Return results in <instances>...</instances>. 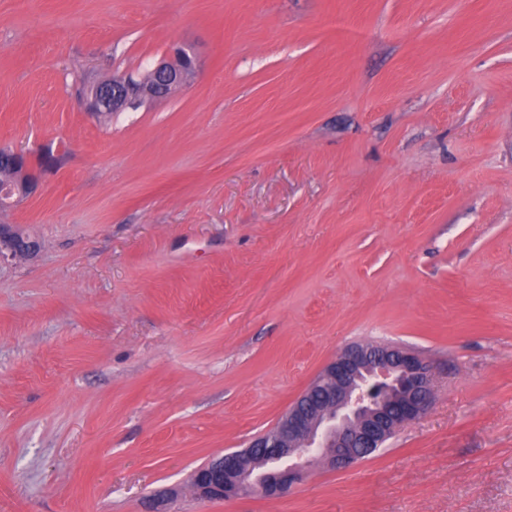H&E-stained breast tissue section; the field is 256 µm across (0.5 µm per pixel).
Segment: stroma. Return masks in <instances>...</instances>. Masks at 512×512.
Returning a JSON list of instances; mask_svg holds the SVG:
<instances>
[{
    "label": "stroma",
    "mask_w": 512,
    "mask_h": 512,
    "mask_svg": "<svg viewBox=\"0 0 512 512\" xmlns=\"http://www.w3.org/2000/svg\"><path fill=\"white\" fill-rule=\"evenodd\" d=\"M197 66L113 116L85 82ZM0 512H512V0H0ZM435 398L278 497L191 472L352 343ZM4 152L13 156L18 166L17 172L20 175L18 181H10L3 184L5 189L0 194V204L1 207H10L35 193L37 177L32 173L24 154L9 149H4ZM36 244L32 241H25L17 233L11 230L10 225H0V263L5 258H14L18 253H33Z\"/></svg>",
    "instance_id": "1"
}]
</instances>
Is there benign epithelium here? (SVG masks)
<instances>
[{
	"label": "benign epithelium",
	"instance_id": "7a95c632",
	"mask_svg": "<svg viewBox=\"0 0 512 512\" xmlns=\"http://www.w3.org/2000/svg\"><path fill=\"white\" fill-rule=\"evenodd\" d=\"M195 57L175 48L153 69V80L136 82L118 75L110 88L93 95L89 110L128 108L131 101L162 99L179 88ZM20 179L4 184L0 205L10 207L33 195L37 177L24 154L9 151ZM36 244L0 225V261L33 253ZM433 398L431 364L415 350L397 344H351L342 348L270 431L249 447L211 459L190 476L195 495L224 501L253 490L264 496L285 494L303 481L317 460L330 470H345L373 452L406 422L422 416Z\"/></svg>",
	"mask_w": 512,
	"mask_h": 512
}]
</instances>
